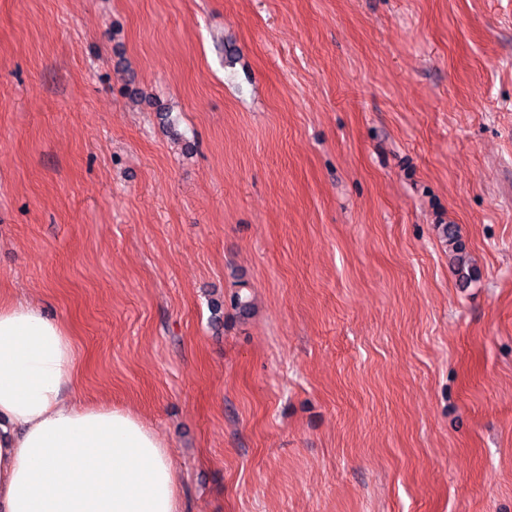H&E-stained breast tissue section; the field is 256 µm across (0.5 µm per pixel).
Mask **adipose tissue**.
Returning <instances> with one entry per match:
<instances>
[{
  "label": "adipose tissue",
  "instance_id": "adipose-tissue-1",
  "mask_svg": "<svg viewBox=\"0 0 512 512\" xmlns=\"http://www.w3.org/2000/svg\"><path fill=\"white\" fill-rule=\"evenodd\" d=\"M0 512H182L166 442L83 402L69 328L23 300L0 302Z\"/></svg>",
  "mask_w": 512,
  "mask_h": 512
}]
</instances>
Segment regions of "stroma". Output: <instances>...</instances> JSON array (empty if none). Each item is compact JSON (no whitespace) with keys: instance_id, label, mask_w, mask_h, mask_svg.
Segmentation results:
<instances>
[{"instance_id":"1","label":"stroma","mask_w":512,"mask_h":512,"mask_svg":"<svg viewBox=\"0 0 512 512\" xmlns=\"http://www.w3.org/2000/svg\"><path fill=\"white\" fill-rule=\"evenodd\" d=\"M0 296L184 512H512V0H0ZM443 230L444 236L448 240V245L451 246V250L454 253L453 261L455 263L459 280L463 286L468 285V283H470L474 278L475 271L470 266L469 259L465 252L466 247L459 239L455 229L450 226H446Z\"/></svg>"}]
</instances>
